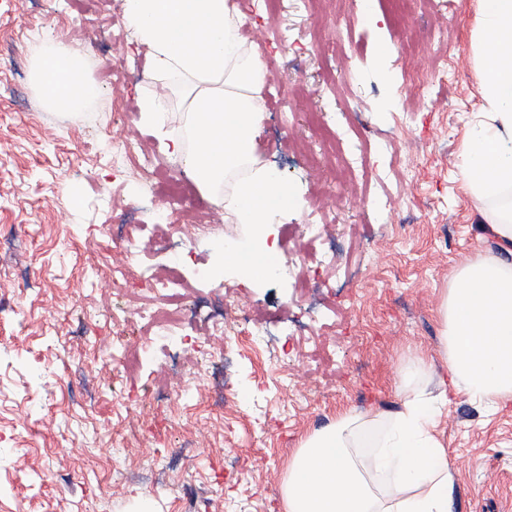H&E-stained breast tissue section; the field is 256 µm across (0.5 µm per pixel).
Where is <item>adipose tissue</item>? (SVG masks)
<instances>
[{"mask_svg": "<svg viewBox=\"0 0 512 512\" xmlns=\"http://www.w3.org/2000/svg\"><path fill=\"white\" fill-rule=\"evenodd\" d=\"M471 36L482 108L458 156L493 249L453 271L437 310L444 372L435 390L400 382L391 413L338 412L307 434L288 462L284 512H452L454 475L438 431L449 394L499 409L512 403V0H478ZM125 24L149 51V76L164 90L144 96L141 122L204 197L222 205L251 240L223 249L225 265L270 275L265 227L302 200L254 156L263 119L266 61L240 34L235 0H122ZM32 79L48 107L79 116L98 90L82 57L43 33ZM183 111L180 130L169 110Z\"/></svg>", "mask_w": 512, "mask_h": 512, "instance_id": "adipose-tissue-1", "label": "adipose tissue"}]
</instances>
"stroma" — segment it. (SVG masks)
<instances>
[{"label": "stroma", "instance_id": "1", "mask_svg": "<svg viewBox=\"0 0 512 512\" xmlns=\"http://www.w3.org/2000/svg\"><path fill=\"white\" fill-rule=\"evenodd\" d=\"M77 2L0 0V512H284L301 439L345 409L397 408L413 352L438 354L437 308L454 268L492 245L457 168L482 104L470 40L477 0L447 9L415 0L406 27L382 0L365 17L357 0H278L274 14L252 12L244 40L268 64L260 96L275 105L255 154L304 202L273 224L276 234L293 229L273 259L311 268L314 252L332 249L336 267L304 295L275 277L243 281L217 256L248 225L207 201L211 228L198 236L195 214L176 210L171 221L208 279L193 284L186 343L157 336L146 347L133 311L162 310L144 283L164 276L165 255L116 247L112 227L150 223L136 208L149 191L145 165L180 170L139 122V100L156 84L121 0L88 11ZM46 27L87 65L122 61L123 76L100 81L81 117L46 108L30 80ZM382 43L395 56L378 57ZM439 54L443 84L432 77ZM330 125L358 132L363 180L318 141ZM132 128L130 164L112 140ZM382 192L391 203L380 213L371 197ZM312 218L324 226L313 245ZM329 304L340 314L332 325L320 315ZM242 306L282 335L255 350L239 328H210V317ZM121 332L140 359L132 373L112 350ZM203 335L238 346L210 367L179 370ZM440 431L454 512H512V407L489 413L452 393Z\"/></svg>", "mask_w": 512, "mask_h": 512}]
</instances>
